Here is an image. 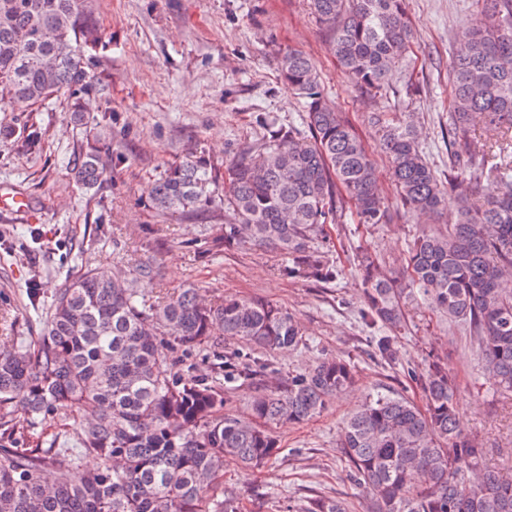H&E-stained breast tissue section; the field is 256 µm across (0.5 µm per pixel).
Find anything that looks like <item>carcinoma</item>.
<instances>
[{
	"mask_svg": "<svg viewBox=\"0 0 512 512\" xmlns=\"http://www.w3.org/2000/svg\"><path fill=\"white\" fill-rule=\"evenodd\" d=\"M330 32L329 50L348 79L377 104L389 71L414 45L406 0H309ZM98 33L89 0H0V89L12 106L58 95L80 117L96 89L92 51ZM281 78L303 100L288 127L226 161L224 243L255 245L291 257L288 276L333 283L335 266L314 243L323 225L347 216L389 224L397 212L423 216L452 208L455 224L422 229L405 265L385 269L358 256L364 305L374 333L369 356L401 364L402 305L422 300L473 338L483 379L512 393V0H483L455 37L449 61L448 178L429 163L409 119L380 107L395 202L383 196L368 146L329 104L311 58L286 51ZM112 164L96 136L75 164L93 189ZM217 176L204 160L169 166L151 201L161 215L215 204ZM154 273L142 260L126 274L86 266L58 289L39 335L0 344V512H236L224 498V462L257 466L278 451L269 424L320 413L355 382L353 366L325 356L283 381L266 380L262 355L298 345L300 327L259 298L205 302L183 288L150 301L137 288ZM215 358L214 375L186 364L193 352ZM409 377L426 397L379 395L345 419L340 448L366 512H512V465L489 466L486 449L456 411V382L433 358ZM255 383L250 416L224 413V383ZM30 424L61 415L78 447L26 448L14 417ZM99 461L86 469L82 460ZM303 512H346L337 500L309 498Z\"/></svg>",
	"mask_w": 512,
	"mask_h": 512,
	"instance_id": "carcinoma-1",
	"label": "carcinoma"
}]
</instances>
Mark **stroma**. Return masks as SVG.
I'll list each match as a JSON object with an SVG mask.
<instances>
[{"instance_id":"1","label":"stroma","mask_w":512,"mask_h":512,"mask_svg":"<svg viewBox=\"0 0 512 512\" xmlns=\"http://www.w3.org/2000/svg\"><path fill=\"white\" fill-rule=\"evenodd\" d=\"M478 0H408L417 31L412 54L388 79L385 104L409 112L439 174L448 171L450 81L448 63L456 34L467 26ZM101 44L84 123L63 100L52 98L27 112H0V186L23 194L33 217L0 215V336L37 335L56 288L85 264L128 270L149 256L157 276L140 287L149 299L193 287L210 301L226 296L273 301L299 320L297 348L271 354L275 371L297 374L333 355L349 361L355 384L313 418L273 428L276 455L245 470L224 464V494L238 512H302L315 495L342 501L347 512H365L337 445L346 416L366 398L400 394L426 402L405 368L428 356L445 358L458 385L460 421L498 462L512 455V397L494 394L478 370L473 343L461 328L421 301L406 307L407 328L398 338L401 366L371 360V332L361 322L357 257L369 251L398 266L409 243L428 224L448 227L447 214L428 220L405 214L389 224H327L317 245L336 265V282L289 277L285 255L224 244V206L197 214L160 215L150 205L154 181L171 164L205 158L223 175L226 160L256 143L265 120L287 125L301 101L284 83L278 54L293 48L316 64L329 100L373 151L381 189L395 196L387 157L370 116L374 102L343 74L329 51L330 35L308 0H92ZM418 91L405 99L404 86ZM104 126L115 164L92 190L81 188L72 168L87 128ZM34 148H26L29 134ZM39 305H32L30 286Z\"/></svg>"}]
</instances>
